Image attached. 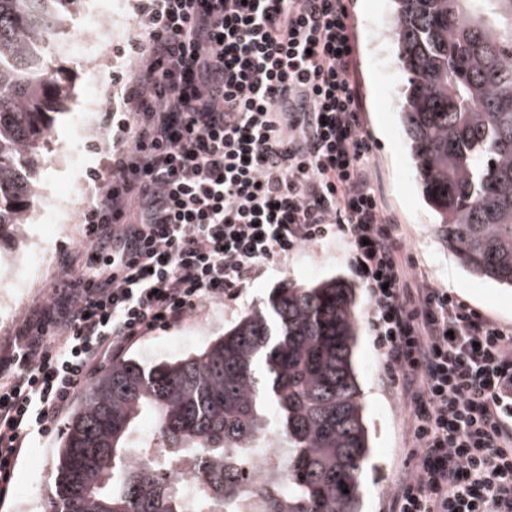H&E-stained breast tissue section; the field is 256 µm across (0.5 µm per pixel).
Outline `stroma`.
Listing matches in <instances>:
<instances>
[{
	"mask_svg": "<svg viewBox=\"0 0 512 512\" xmlns=\"http://www.w3.org/2000/svg\"><path fill=\"white\" fill-rule=\"evenodd\" d=\"M352 36L363 107V126L370 137L372 171L381 189L382 204L396 224L430 283L454 291L468 305L512 328V288L466 273L435 232L434 216L424 203L396 112V90L402 77L395 67L383 32L389 22L387 0H351ZM103 13L98 34L100 52L78 55L71 48L84 36L85 22ZM128 0H84L70 27L57 66L70 87V99L57 115L44 165L38 173L42 194L32 207L29 234L44 246L41 284L22 283L0 288V348L14 336L31 309L46 299L61 278L57 258L75 252L74 271L91 265L92 248L83 242L79 217L86 207V189L92 171L102 170L112 149L105 134V106L119 94L116 78L128 66L119 49L132 37ZM52 211L62 225L54 234L45 224ZM344 240L323 242L289 257L286 264L252 281L233 308L211 306L184 324L159 329L134 345L128 358L151 365L179 359L203 350L223 336L244 315L262 307L272 289L304 284L333 276L353 281ZM355 367L370 437L371 464L363 481V512H383L401 470L410 465L405 452L408 438L405 407L397 390L387 384L367 323H360ZM60 435L34 441L25 451L15 475V490L0 512H45Z\"/></svg>",
	"mask_w": 512,
	"mask_h": 512,
	"instance_id": "35a3bbf8",
	"label": "stroma"
}]
</instances>
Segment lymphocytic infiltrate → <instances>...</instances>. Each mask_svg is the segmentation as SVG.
<instances>
[{
	"label": "lymphocytic infiltrate",
	"instance_id": "f902f5d3",
	"mask_svg": "<svg viewBox=\"0 0 512 512\" xmlns=\"http://www.w3.org/2000/svg\"><path fill=\"white\" fill-rule=\"evenodd\" d=\"M349 0H133L112 152L80 216L98 267L0 350V498L77 389L155 330L337 237L408 406L386 512H512V329L432 286L369 166Z\"/></svg>",
	"mask_w": 512,
	"mask_h": 512
}]
</instances>
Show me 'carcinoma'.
I'll return each mask as SVG.
<instances>
[{"label": "carcinoma", "mask_w": 512, "mask_h": 512, "mask_svg": "<svg viewBox=\"0 0 512 512\" xmlns=\"http://www.w3.org/2000/svg\"><path fill=\"white\" fill-rule=\"evenodd\" d=\"M82 0H0V241H19L36 173L69 98L54 65ZM389 0L404 80L397 109L422 197L471 275L512 288V0ZM354 289L277 288L200 353L118 360L62 438L49 512H361L370 461L353 364ZM276 409L286 462L255 478ZM147 415L169 456L196 460L185 496L167 464H130ZM348 492H343V489Z\"/></svg>", "instance_id": "cac0c4a2"}]
</instances>
